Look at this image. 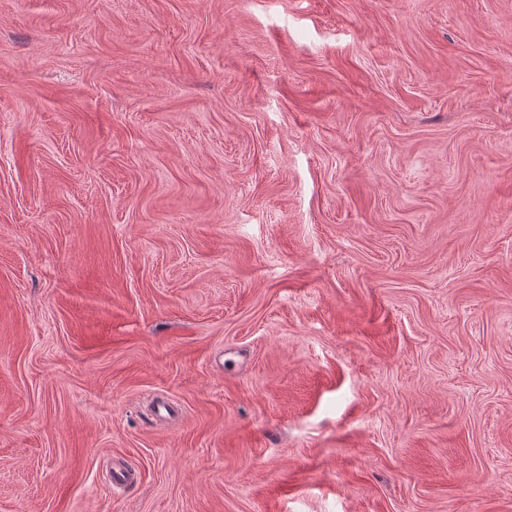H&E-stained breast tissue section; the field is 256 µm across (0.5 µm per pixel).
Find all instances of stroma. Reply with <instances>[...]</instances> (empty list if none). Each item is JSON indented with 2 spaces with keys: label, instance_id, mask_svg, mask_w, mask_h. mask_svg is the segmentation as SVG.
Masks as SVG:
<instances>
[{
  "label": "stroma",
  "instance_id": "stroma-1",
  "mask_svg": "<svg viewBox=\"0 0 512 512\" xmlns=\"http://www.w3.org/2000/svg\"><path fill=\"white\" fill-rule=\"evenodd\" d=\"M0 512H512V0H0Z\"/></svg>",
  "mask_w": 512,
  "mask_h": 512
}]
</instances>
